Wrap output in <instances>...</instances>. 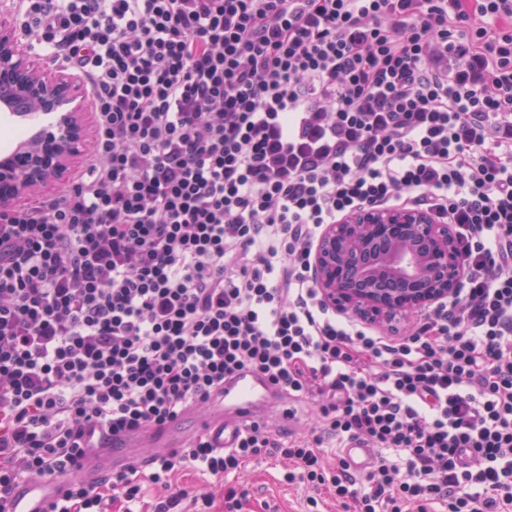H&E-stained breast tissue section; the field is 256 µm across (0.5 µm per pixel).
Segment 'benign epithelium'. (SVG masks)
Listing matches in <instances>:
<instances>
[{
  "mask_svg": "<svg viewBox=\"0 0 512 512\" xmlns=\"http://www.w3.org/2000/svg\"><path fill=\"white\" fill-rule=\"evenodd\" d=\"M51 113L55 123L21 151L0 157V213L63 181L88 150L90 111L80 82L50 77L22 45L14 14L0 7V103ZM465 266L448 224L423 210L368 209L328 224L312 254L323 302L343 313L392 325L396 317L456 297Z\"/></svg>",
  "mask_w": 512,
  "mask_h": 512,
  "instance_id": "7a95c632",
  "label": "benign epithelium"
}]
</instances>
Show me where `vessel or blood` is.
Segmentation results:
<instances>
[{
	"label": "vessel or blood",
	"mask_w": 512,
	"mask_h": 512,
	"mask_svg": "<svg viewBox=\"0 0 512 512\" xmlns=\"http://www.w3.org/2000/svg\"><path fill=\"white\" fill-rule=\"evenodd\" d=\"M280 396L275 386L267 379L249 371L239 372L226 381L224 391L216 395L208 413L201 419L212 444L218 448L232 447L245 423L278 403ZM190 439L178 421H170L163 431L146 430L136 435H126L120 449L98 448L82 468L56 476L51 480L33 479L21 483L16 489L11 512H46L48 506L59 500L69 483H92L112 470L125 468L137 460L143 441L163 448H179ZM342 455L350 468L359 474L368 472L376 459L366 443L352 440L346 443Z\"/></svg>",
	"instance_id": "b4317fda"
}]
</instances>
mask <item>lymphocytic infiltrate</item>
Segmentation results:
<instances>
[{"label": "lymphocytic infiltrate", "instance_id": "f902f5d3", "mask_svg": "<svg viewBox=\"0 0 512 512\" xmlns=\"http://www.w3.org/2000/svg\"><path fill=\"white\" fill-rule=\"evenodd\" d=\"M80 70L93 150L0 214V512L93 444L204 411L248 370L320 424L198 434L47 512H183L174 483L287 459L345 512L512 506V0H16ZM404 205L451 225L456 299L399 340L311 279L324 225ZM379 454L367 488L329 440Z\"/></svg>", "mask_w": 512, "mask_h": 512}]
</instances>
